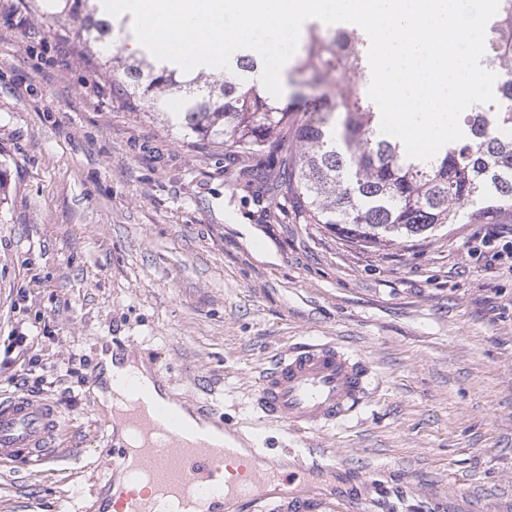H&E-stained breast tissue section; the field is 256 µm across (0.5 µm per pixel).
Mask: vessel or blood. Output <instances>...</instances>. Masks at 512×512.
Listing matches in <instances>:
<instances>
[{
	"label": "vessel or blood",
	"instance_id": "b4317fda",
	"mask_svg": "<svg viewBox=\"0 0 512 512\" xmlns=\"http://www.w3.org/2000/svg\"><path fill=\"white\" fill-rule=\"evenodd\" d=\"M369 362L343 347L312 341L277 356L262 370L253 405L261 418L284 430L309 431L343 425L367 396ZM140 409L136 431L146 439L137 464L118 455L113 470L129 484L119 498L98 495L94 512H152L155 496H174L208 504V512H234L240 503L291 499L287 476L265 449H238L208 443L181 418L177 403L126 382ZM58 410L28 394H0V464L37 469L65 454L57 440Z\"/></svg>",
	"mask_w": 512,
	"mask_h": 512
}]
</instances>
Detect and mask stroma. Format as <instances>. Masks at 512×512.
<instances>
[{
  "label": "stroma",
  "instance_id": "35a3bbf8",
  "mask_svg": "<svg viewBox=\"0 0 512 512\" xmlns=\"http://www.w3.org/2000/svg\"><path fill=\"white\" fill-rule=\"evenodd\" d=\"M234 150L127 108L42 0H0V393L57 400L69 459L0 467V512H89L112 478L99 352L248 430L259 372L332 341L366 357L360 413L258 443L335 451L336 496L378 512H512V269L481 225L381 249L280 216Z\"/></svg>",
  "mask_w": 512,
  "mask_h": 512
}]
</instances>
